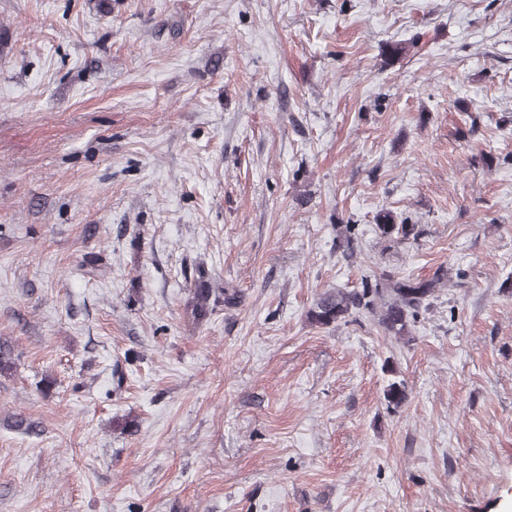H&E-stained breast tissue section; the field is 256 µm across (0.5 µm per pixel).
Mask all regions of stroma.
<instances>
[{
    "label": "stroma",
    "mask_w": 512,
    "mask_h": 512,
    "mask_svg": "<svg viewBox=\"0 0 512 512\" xmlns=\"http://www.w3.org/2000/svg\"><path fill=\"white\" fill-rule=\"evenodd\" d=\"M111 4L0 0V512H512V0ZM378 234L385 239L397 243H408L416 241L423 233L422 225L419 224H397L394 215L390 211H382L376 217L375 224ZM358 228L354 224L337 226L336 250H341L346 258H353L357 251ZM445 276L443 268L431 279L374 273L362 279L359 288H336L321 293L308 311V319L317 327L329 328L346 324L351 318L369 317L385 335L410 342L418 315L431 305ZM196 288L194 289L192 300L189 307L191 308V317L194 323H201L209 317L213 311V289L208 281L201 276L197 281ZM387 372L392 377L388 381L386 385L383 397L386 403L387 409L397 410L401 408L408 398V393L406 391V386L403 380H397L396 375L397 372L394 369L388 367Z\"/></svg>",
    "instance_id": "1"
}]
</instances>
